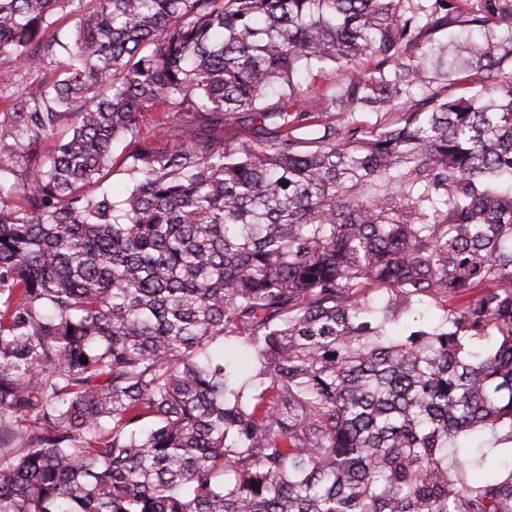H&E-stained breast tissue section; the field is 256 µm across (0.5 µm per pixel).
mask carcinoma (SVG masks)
I'll return each instance as SVG.
<instances>
[{
	"mask_svg": "<svg viewBox=\"0 0 512 512\" xmlns=\"http://www.w3.org/2000/svg\"><path fill=\"white\" fill-rule=\"evenodd\" d=\"M0 512H512V0H0Z\"/></svg>",
	"mask_w": 512,
	"mask_h": 512,
	"instance_id": "cac0c4a2",
	"label": "carcinoma"
}]
</instances>
